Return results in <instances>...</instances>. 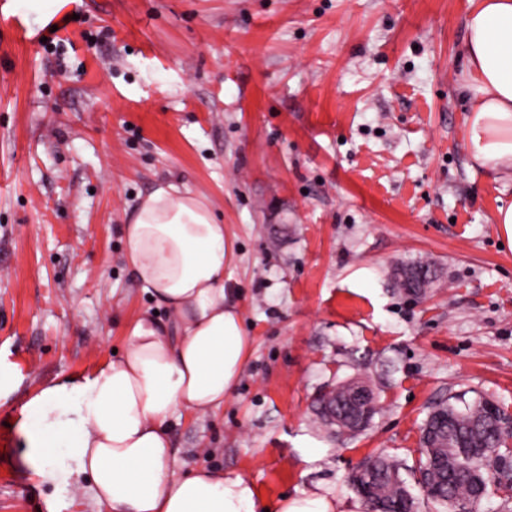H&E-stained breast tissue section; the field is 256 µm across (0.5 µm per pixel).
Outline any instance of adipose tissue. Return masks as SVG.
I'll list each match as a JSON object with an SVG mask.
<instances>
[{"instance_id":"ef3b65f1","label":"adipose tissue","mask_w":512,"mask_h":512,"mask_svg":"<svg viewBox=\"0 0 512 512\" xmlns=\"http://www.w3.org/2000/svg\"><path fill=\"white\" fill-rule=\"evenodd\" d=\"M463 57L476 90L471 160L512 180V0H468ZM122 235L137 286L173 320L140 312L117 358L81 382L42 389L25 406L30 448L42 458L66 451L107 512H336L325 495L267 502L243 474L183 468L173 422L223 411L251 346L224 288L234 241L203 195L172 182L140 199Z\"/></svg>"}]
</instances>
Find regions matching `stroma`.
Instances as JSON below:
<instances>
[{
	"label": "stroma",
	"instance_id": "stroma-1",
	"mask_svg": "<svg viewBox=\"0 0 512 512\" xmlns=\"http://www.w3.org/2000/svg\"><path fill=\"white\" fill-rule=\"evenodd\" d=\"M466 0H8L0 9V512H98L66 452L33 462L24 405L94 373L152 303L121 229L157 183L205 196L234 238L224 286L252 348L219 416L172 430L187 466L263 498L414 466L451 397L512 414V185L473 168ZM434 267L421 294L397 288ZM365 380L338 436L313 402ZM316 447H308V440ZM426 280L427 288L433 282V273L428 264L416 263L401 267L397 272V282L407 293L418 294L423 288H418L420 278Z\"/></svg>",
	"mask_w": 512,
	"mask_h": 512
}]
</instances>
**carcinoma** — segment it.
Returning a JSON list of instances; mask_svg holds the SVG:
<instances>
[{"label": "carcinoma", "mask_w": 512, "mask_h": 512, "mask_svg": "<svg viewBox=\"0 0 512 512\" xmlns=\"http://www.w3.org/2000/svg\"><path fill=\"white\" fill-rule=\"evenodd\" d=\"M422 278L429 285L433 282L427 264L406 265L397 272L399 287L410 294L421 292ZM350 391L348 383L338 384L318 398L317 406L329 404L345 410ZM507 420V414L498 406H490L487 399L462 409L451 402L438 405L424 423L421 457L413 467L414 474L429 486L427 498L444 506L446 512H478L489 484L512 488V473L495 481L489 478L492 465L501 464L506 469L512 463V450H501L512 436L505 426ZM370 463L379 476L367 470L350 476L351 485L364 499L366 512H372L377 496L387 503L385 512L417 509L416 501L405 498L401 463L385 454L371 458Z\"/></svg>", "instance_id": "1"}]
</instances>
